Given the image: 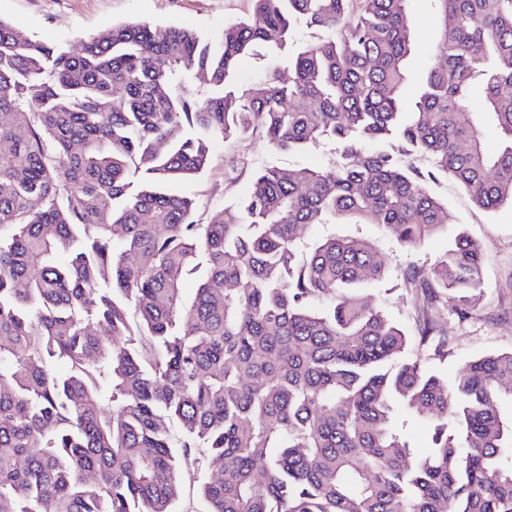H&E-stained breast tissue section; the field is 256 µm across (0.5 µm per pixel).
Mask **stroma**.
I'll return each instance as SVG.
<instances>
[{"label":"stroma","instance_id":"obj_1","mask_svg":"<svg viewBox=\"0 0 512 512\" xmlns=\"http://www.w3.org/2000/svg\"><path fill=\"white\" fill-rule=\"evenodd\" d=\"M251 9L252 0H0V20L30 37L74 51L79 36L139 20L187 26L210 36L225 24L242 20ZM407 24L413 53L408 60L404 98L410 102L437 62L434 45L444 26L438 0H411ZM333 152V144L323 142L302 154L278 153L259 134L242 141H219L213 147L207 173L184 184L183 189L194 196L198 212L207 222L218 216L224 205L249 192L253 168L324 165ZM430 189L448 206L449 229L464 228L485 251L484 281L469 320H458L450 304L428 301L420 289L407 287L401 278L403 270L429 266L447 250L448 229L437 231L413 249L401 246L374 224H318L309 230L305 241L310 244L326 236L369 241L385 259L389 273L382 283L367 286L366 294L407 330H415L418 319L432 320L448 344L447 360L434 363L433 368L450 378L473 358L512 350V209L485 212L444 177L431 182Z\"/></svg>","mask_w":512,"mask_h":512}]
</instances>
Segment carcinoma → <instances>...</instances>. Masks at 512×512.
<instances>
[{
    "mask_svg": "<svg viewBox=\"0 0 512 512\" xmlns=\"http://www.w3.org/2000/svg\"><path fill=\"white\" fill-rule=\"evenodd\" d=\"M252 2L212 39L133 22L78 53L0 20V512H176L187 484L206 512H512V351L443 379L436 326L410 336L359 294L386 276L370 243L300 248L341 219L419 246L448 212L438 175L512 207V0H438L410 111L409 0ZM255 55L259 95L235 80ZM258 130L335 157L261 167L200 223L173 186ZM484 265L460 232L402 278L464 320ZM410 419L431 430L419 453Z\"/></svg>",
    "mask_w": 512,
    "mask_h": 512,
    "instance_id": "cac0c4a2",
    "label": "carcinoma"
}]
</instances>
